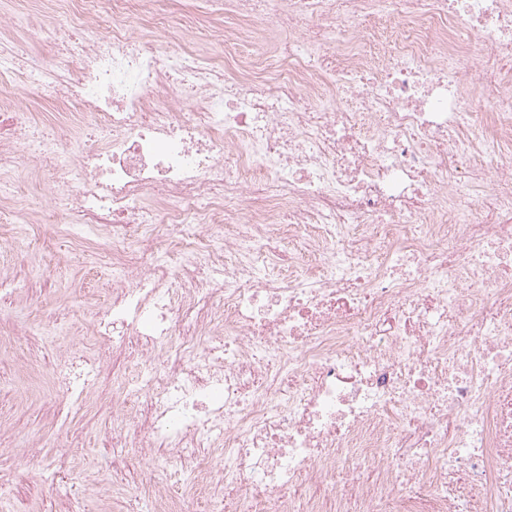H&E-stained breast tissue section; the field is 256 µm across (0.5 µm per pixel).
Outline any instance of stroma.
<instances>
[{
  "mask_svg": "<svg viewBox=\"0 0 512 512\" xmlns=\"http://www.w3.org/2000/svg\"><path fill=\"white\" fill-rule=\"evenodd\" d=\"M59 8L58 0H0V35L20 40L14 16L44 24ZM166 19L167 28L152 31L155 42L166 43L168 27L176 24L204 32L196 46L199 61L220 55L242 59L251 52L248 43L235 40L240 22L224 13L222 0H170ZM46 192L44 185L20 182L18 199L30 215L26 234L0 232V274L29 282L0 305V335L18 339L14 352L0 355V469H10L15 478L8 498L0 500V512H60L64 494L75 489L89 512H143L147 467L128 477L139 497L112 495L110 389L92 396L89 409L72 414L65 424L48 396L53 367L83 347L87 313L108 302L112 276L104 265L110 253L93 233L60 221L42 222ZM60 438L72 459L64 482L53 489L46 477Z\"/></svg>",
  "mask_w": 512,
  "mask_h": 512,
  "instance_id": "stroma-1",
  "label": "stroma"
}]
</instances>
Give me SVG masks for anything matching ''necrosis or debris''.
I'll use <instances>...</instances> for the list:
<instances>
[{
    "mask_svg": "<svg viewBox=\"0 0 512 512\" xmlns=\"http://www.w3.org/2000/svg\"><path fill=\"white\" fill-rule=\"evenodd\" d=\"M127 3L55 15L46 68L0 38V217L45 177L112 244L51 400L111 383L148 512H512V0H228L281 36L231 67ZM53 74L77 109L35 136L12 85Z\"/></svg>",
    "mask_w": 512,
    "mask_h": 512,
    "instance_id": "4bbe7bcc",
    "label": "necrosis or debris"
}]
</instances>
